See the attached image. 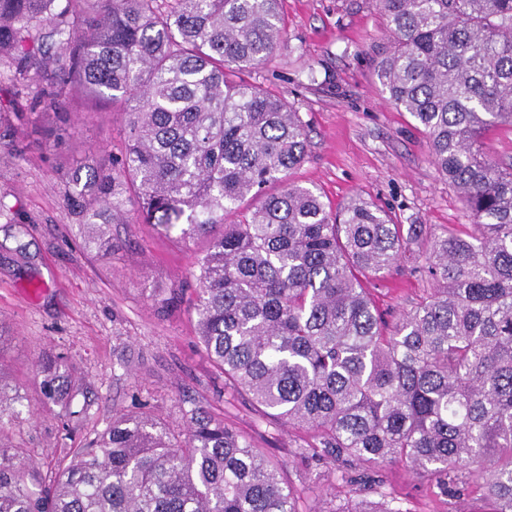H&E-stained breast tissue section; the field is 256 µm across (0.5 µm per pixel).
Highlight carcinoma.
Here are the masks:
<instances>
[{
  "label": "carcinoma",
  "instance_id": "carcinoma-1",
  "mask_svg": "<svg viewBox=\"0 0 512 512\" xmlns=\"http://www.w3.org/2000/svg\"><path fill=\"white\" fill-rule=\"evenodd\" d=\"M282 0H0V150L18 126L54 147L81 135L79 102L120 115L117 154L87 149L61 173L91 239L127 205L182 241L203 239L191 313L224 385L296 454L341 464L346 485L407 464L443 495L482 486L512 512V164L482 134L512 126V0H376L392 36L377 62L389 101L423 128L472 223L431 237L414 271L436 284L393 321L371 285L421 237L375 203L341 211L290 179L306 124L281 95L232 78L284 38ZM28 101L22 105V101ZM41 360L46 406L80 385ZM186 426L112 424L48 464L0 443V512H301L285 466L194 405ZM322 512H399L352 497Z\"/></svg>",
  "mask_w": 512,
  "mask_h": 512
}]
</instances>
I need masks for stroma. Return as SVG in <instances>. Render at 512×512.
<instances>
[{
	"instance_id": "1",
	"label": "stroma",
	"mask_w": 512,
	"mask_h": 512,
	"mask_svg": "<svg viewBox=\"0 0 512 512\" xmlns=\"http://www.w3.org/2000/svg\"><path fill=\"white\" fill-rule=\"evenodd\" d=\"M287 38L259 69L242 79L280 94L308 127L307 161L293 181L317 188L332 206L360 198L382 205L402 224H424L435 233L470 218L431 161L429 142L416 121L387 100L374 62L390 45L375 0H283ZM82 137L52 150L21 143L0 152V326L9 338L6 377L20 404L32 412L0 428V438L29 458L57 461L102 433L116 412H150L183 425L182 412L197 404L285 461L302 512L345 507L323 491L335 482L333 462L295 455L298 432L259 417L224 389V376L198 343L189 312L195 258L205 242L165 235L140 213L110 227L112 248H95L85 228L62 202L55 167L76 164L87 146L119 151L124 140L117 115L83 113ZM432 282L411 260L375 284L382 311L411 308ZM180 288L185 300L160 310L156 293ZM83 378L72 417L41 405L42 356ZM382 492L403 512H490L479 488L445 497L405 464L381 468Z\"/></svg>"
}]
</instances>
